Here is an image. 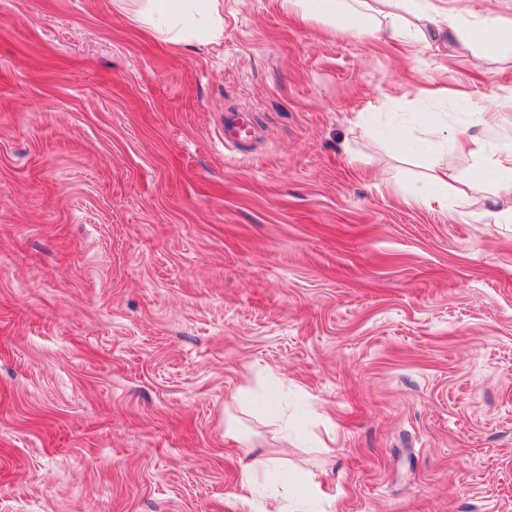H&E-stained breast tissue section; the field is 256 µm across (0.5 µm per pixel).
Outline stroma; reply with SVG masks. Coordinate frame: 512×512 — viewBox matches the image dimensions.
<instances>
[{"mask_svg": "<svg viewBox=\"0 0 512 512\" xmlns=\"http://www.w3.org/2000/svg\"><path fill=\"white\" fill-rule=\"evenodd\" d=\"M137 0H0V512H512V49L411 51L224 0L177 47ZM498 116L486 154L387 130ZM247 113L251 141L226 143ZM232 415L245 433L224 432ZM498 180L499 189L506 195L512 194V146L497 150L489 162V170L481 172L473 179L483 180L486 177ZM265 498V512H288L286 508L301 509L310 498V494L304 486L285 484L280 490L268 493Z\"/></svg>", "mask_w": 512, "mask_h": 512, "instance_id": "35a3bbf8", "label": "stroma"}]
</instances>
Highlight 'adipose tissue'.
Returning a JSON list of instances; mask_svg holds the SVG:
<instances>
[{
	"instance_id": "ef3b65f1",
	"label": "adipose tissue",
	"mask_w": 512,
	"mask_h": 512,
	"mask_svg": "<svg viewBox=\"0 0 512 512\" xmlns=\"http://www.w3.org/2000/svg\"><path fill=\"white\" fill-rule=\"evenodd\" d=\"M288 8L304 17L332 22L345 33H379L390 44L414 48L456 30L459 12L447 0H429L426 10L404 16L402 0H287ZM140 18L155 33L175 44L211 43L224 31L222 0H142ZM466 37L483 51L495 53L512 46V24L486 16L466 27ZM494 113L479 107L473 110L466 127L451 128L437 121L428 122L425 132L440 144L451 145L460 157L485 151L478 136L480 128L491 125Z\"/></svg>"
}]
</instances>
